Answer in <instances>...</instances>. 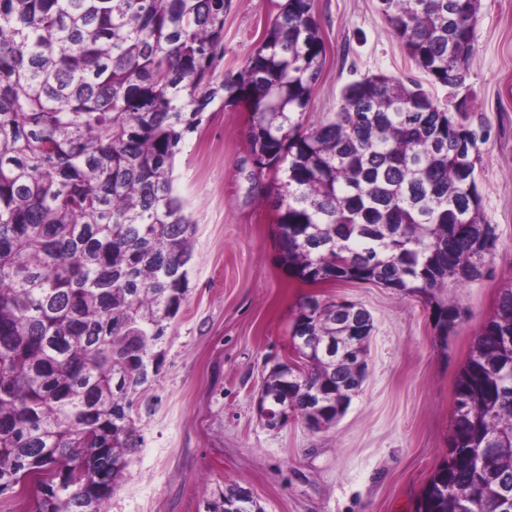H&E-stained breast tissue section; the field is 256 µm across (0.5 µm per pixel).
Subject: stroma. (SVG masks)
Here are the masks:
<instances>
[{
  "mask_svg": "<svg viewBox=\"0 0 512 512\" xmlns=\"http://www.w3.org/2000/svg\"><path fill=\"white\" fill-rule=\"evenodd\" d=\"M278 3L229 0L214 84L244 66ZM314 15L326 58L309 120L331 117L347 85L376 74L414 81L440 107L467 113L481 138L477 185L497 248L480 277L449 286L460 317L445 337L419 296L301 283L279 260L275 212L251 178L250 115L215 99L175 158V186L195 223L186 300L163 340L159 375L134 403L143 442L105 512H204L233 481L264 512H415L448 454L456 379L512 286V0H481L457 89L430 82L410 61L379 0H314ZM309 294L370 313L367 377L331 428L296 419L271 430L254 400L273 358L290 356L288 325Z\"/></svg>",
  "mask_w": 512,
  "mask_h": 512,
  "instance_id": "35a3bbf8",
  "label": "stroma"
}]
</instances>
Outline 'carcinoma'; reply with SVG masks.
Here are the masks:
<instances>
[{"label": "carcinoma", "instance_id": "carcinoma-1", "mask_svg": "<svg viewBox=\"0 0 512 512\" xmlns=\"http://www.w3.org/2000/svg\"><path fill=\"white\" fill-rule=\"evenodd\" d=\"M228 0H0V494L35 479L32 512H103L142 437L133 396L161 368L188 290L194 224L179 144L224 91L246 103L251 157L272 174L282 262L302 283L383 285L440 299L497 246L481 213L478 136L416 83L377 74L338 112L307 110L324 65L313 0H284L244 66L213 86ZM480 0H380L409 59L460 86ZM356 304L303 297L297 361L263 385L320 431L347 410ZM512 502V287L456 381L447 459L417 512Z\"/></svg>", "mask_w": 512, "mask_h": 512}]
</instances>
